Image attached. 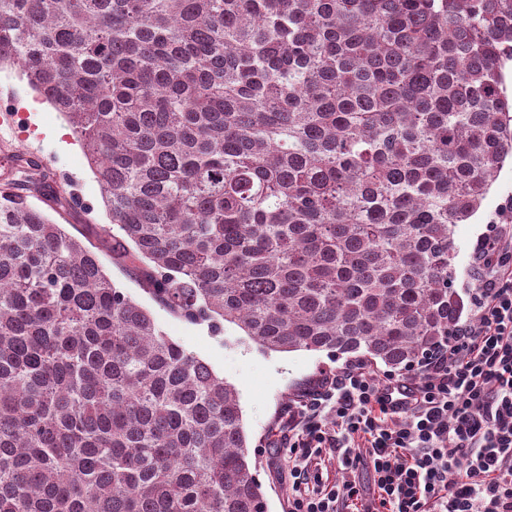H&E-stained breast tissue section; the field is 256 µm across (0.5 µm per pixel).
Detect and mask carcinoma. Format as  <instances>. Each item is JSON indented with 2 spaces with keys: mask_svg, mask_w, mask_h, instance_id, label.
Listing matches in <instances>:
<instances>
[{
  "mask_svg": "<svg viewBox=\"0 0 512 512\" xmlns=\"http://www.w3.org/2000/svg\"><path fill=\"white\" fill-rule=\"evenodd\" d=\"M512 0H0L153 299L264 349L420 370L455 229L512 161ZM0 186V512H266L236 389Z\"/></svg>",
  "mask_w": 512,
  "mask_h": 512,
  "instance_id": "carcinoma-1",
  "label": "carcinoma"
}]
</instances>
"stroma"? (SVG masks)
I'll return each instance as SVG.
<instances>
[{
    "label": "stroma",
    "instance_id": "35a3bbf8",
    "mask_svg": "<svg viewBox=\"0 0 512 512\" xmlns=\"http://www.w3.org/2000/svg\"><path fill=\"white\" fill-rule=\"evenodd\" d=\"M0 101L10 105L16 117L13 127L0 126L5 151L17 157L37 156L52 185L68 191L65 207L50 210L59 224L110 227L102 202V188L85 151L65 116L40 101L18 69L0 68ZM512 221V165L498 172L481 208L469 223L458 225L456 243L457 282L461 296H469L471 255L478 240L495 233L499 223ZM98 245L101 260L118 287L145 306L162 330L211 365L233 385L238 394L250 452L257 462V477L265 492L267 512H288V451L284 446L286 408L289 401L313 385L320 373L344 365L323 352L279 353L263 350L236 325L222 323L219 331L179 318L146 293L130 267L113 264L109 238Z\"/></svg>",
    "mask_w": 512,
    "mask_h": 512
}]
</instances>
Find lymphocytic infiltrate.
Wrapping results in <instances>:
<instances>
[{"label": "lymphocytic infiltrate", "mask_w": 512, "mask_h": 512, "mask_svg": "<svg viewBox=\"0 0 512 512\" xmlns=\"http://www.w3.org/2000/svg\"><path fill=\"white\" fill-rule=\"evenodd\" d=\"M474 319L417 377L363 365L288 405V512H512V240L475 250ZM370 466L371 497L319 465Z\"/></svg>", "instance_id": "f902f5d3"}]
</instances>
